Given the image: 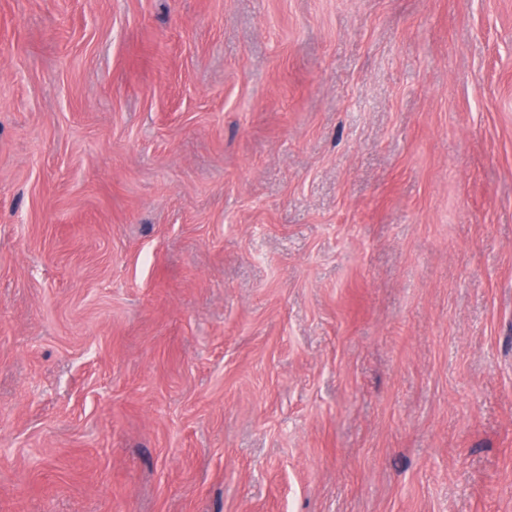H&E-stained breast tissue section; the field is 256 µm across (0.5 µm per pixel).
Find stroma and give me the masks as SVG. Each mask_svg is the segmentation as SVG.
<instances>
[{
  "label": "stroma",
  "instance_id": "stroma-1",
  "mask_svg": "<svg viewBox=\"0 0 512 512\" xmlns=\"http://www.w3.org/2000/svg\"><path fill=\"white\" fill-rule=\"evenodd\" d=\"M0 512H512V0H0Z\"/></svg>",
  "mask_w": 512,
  "mask_h": 512
}]
</instances>
